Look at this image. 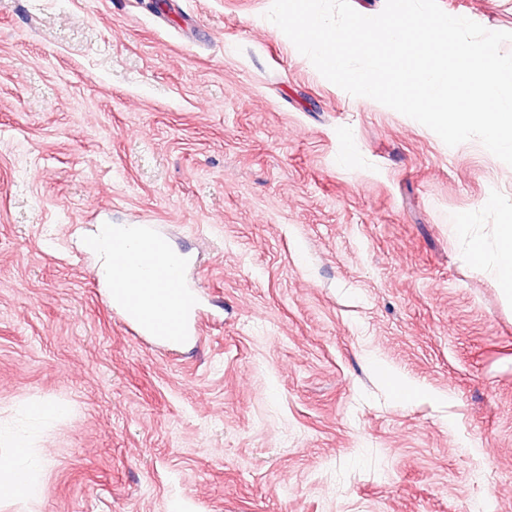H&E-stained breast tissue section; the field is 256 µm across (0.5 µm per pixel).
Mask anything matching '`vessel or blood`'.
I'll use <instances>...</instances> for the list:
<instances>
[{
	"label": "vessel or blood",
	"mask_w": 512,
	"mask_h": 512,
	"mask_svg": "<svg viewBox=\"0 0 512 512\" xmlns=\"http://www.w3.org/2000/svg\"><path fill=\"white\" fill-rule=\"evenodd\" d=\"M186 253L173 251L168 238L144 227L138 250L112 241V303L125 320L149 339L176 345L198 334V303L185 280Z\"/></svg>",
	"instance_id": "obj_1"
}]
</instances>
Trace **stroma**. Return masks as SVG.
Returning a JSON list of instances; mask_svg holds the SVG:
<instances>
[{
    "mask_svg": "<svg viewBox=\"0 0 512 512\" xmlns=\"http://www.w3.org/2000/svg\"><path fill=\"white\" fill-rule=\"evenodd\" d=\"M271 3L0 0V456L38 485L0 512H512V166L326 80ZM100 224L192 255L200 335L125 328ZM502 226V236L496 254L493 256L492 263L496 266L500 285H502L512 295V225L504 224Z\"/></svg>",
    "mask_w": 512,
    "mask_h": 512,
    "instance_id": "obj_1",
    "label": "stroma"
}]
</instances>
